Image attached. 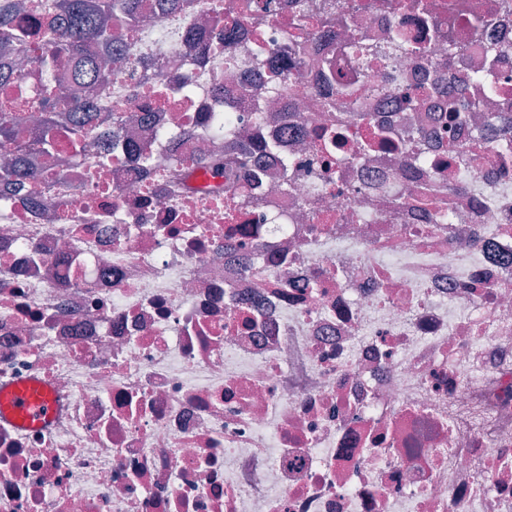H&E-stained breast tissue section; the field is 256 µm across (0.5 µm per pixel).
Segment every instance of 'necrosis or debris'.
<instances>
[{
  "mask_svg": "<svg viewBox=\"0 0 512 512\" xmlns=\"http://www.w3.org/2000/svg\"><path fill=\"white\" fill-rule=\"evenodd\" d=\"M235 2L143 25L127 53L148 72L100 96L158 170L98 167L64 128L67 167L29 152L36 202L0 194V393L52 403L33 427L0 418V512H512V148L492 135L503 113L453 135L441 120L487 47L512 96V0H306L355 4L380 51L342 86L319 65L351 71L347 36L312 21L305 57L286 53L295 0H253L263 24L199 54L192 29ZM396 30L421 51H395ZM420 85L418 167L360 158L364 129L316 107L360 102L393 130L400 87ZM226 113V156L273 138L292 163L290 182L273 157L239 182L235 221L223 199L167 194ZM330 125L357 160L346 182L311 154ZM450 143L458 162L437 167Z\"/></svg>",
  "mask_w": 512,
  "mask_h": 512,
  "instance_id": "necrosis-or-debris-1",
  "label": "necrosis or debris"
}]
</instances>
